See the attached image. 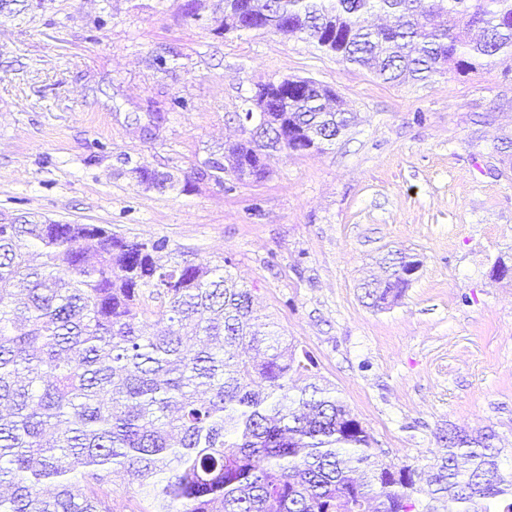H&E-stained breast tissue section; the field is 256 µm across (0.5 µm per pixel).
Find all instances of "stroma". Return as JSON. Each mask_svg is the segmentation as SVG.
<instances>
[{"mask_svg":"<svg viewBox=\"0 0 512 512\" xmlns=\"http://www.w3.org/2000/svg\"><path fill=\"white\" fill-rule=\"evenodd\" d=\"M14 0L0 10V220L29 213L166 239L252 288L395 466L429 470L449 425L492 427L512 469V73L392 85L302 35L215 33L224 0ZM167 53L170 72L153 59ZM310 78L355 123L324 151L269 153L262 182L195 181L242 139L257 84ZM187 101L170 112L172 97ZM166 113L150 122L143 106ZM191 178L138 186L127 162ZM422 267L388 310L363 284L388 253Z\"/></svg>","mask_w":512,"mask_h":512,"instance_id":"1","label":"stroma"}]
</instances>
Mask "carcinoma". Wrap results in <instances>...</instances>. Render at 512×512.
Wrapping results in <instances>:
<instances>
[{
  "mask_svg": "<svg viewBox=\"0 0 512 512\" xmlns=\"http://www.w3.org/2000/svg\"><path fill=\"white\" fill-rule=\"evenodd\" d=\"M247 26L288 24L325 51L385 82L445 72L512 71V0H225ZM381 11L373 29L362 16ZM288 122L324 136L353 122L330 88L288 92ZM260 118L244 142L205 162L222 185L224 161L240 181L270 176L256 154L304 153L278 142ZM137 183L179 181L145 165ZM163 238L140 240L106 225L52 220L0 224V512H114L145 495L139 512H416L414 496L445 494L448 512H512V470L501 468L492 429L450 425L427 474L380 464L374 439L307 353L254 315L252 289L224 267L159 263ZM408 284L368 283L376 308ZM178 323L185 336H172ZM201 347L186 349L184 337ZM246 345L262 358L233 355ZM127 482L115 487L113 474Z\"/></svg>",
  "mask_w": 512,
  "mask_h": 512,
  "instance_id": "1",
  "label": "carcinoma"
}]
</instances>
